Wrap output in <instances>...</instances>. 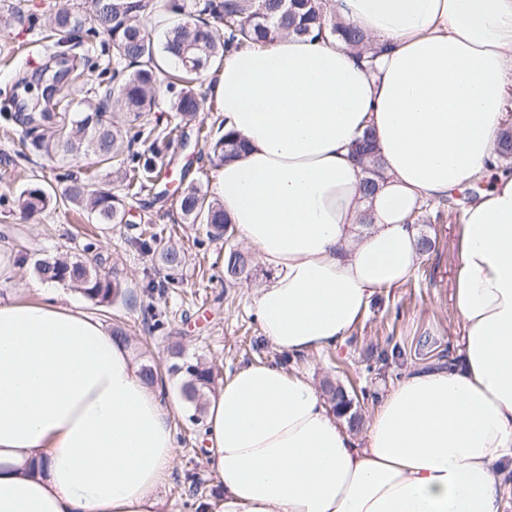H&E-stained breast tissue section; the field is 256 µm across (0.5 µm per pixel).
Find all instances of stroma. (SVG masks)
Listing matches in <instances>:
<instances>
[{"label":"stroma","instance_id":"obj_1","mask_svg":"<svg viewBox=\"0 0 512 512\" xmlns=\"http://www.w3.org/2000/svg\"><path fill=\"white\" fill-rule=\"evenodd\" d=\"M84 0H0V94L17 102L42 98L44 77L55 71L53 40L45 38L42 24L57 10L82 6ZM16 126L0 119V249H26L27 260L16 267L13 281L0 283V296L14 287L37 280L38 260L81 252L94 244L104 271L117 273L127 290L125 302L109 308L94 306L82 293L60 284L51 293L64 305H75L97 316L105 325L123 323L130 336L137 365H167L172 346L184 356L200 357L212 366L216 382L226 373L250 362H279L283 355L262 334L251 308L257 289L269 272L255 261L247 281L225 283L222 259L229 249L241 248L239 236L211 239L202 224L178 221L175 199L184 183L212 191L221 162L209 158L208 148L195 139L173 144L168 158L169 182L146 190L127 202L125 223L103 229L84 213L65 207L28 216L16 197L29 185L63 191L67 174L91 177L104 188L116 187L111 168L80 160L51 162L40 156L20 158ZM462 215L442 205L428 206V218L419 224L421 238L431 243L421 254L412 277L402 286L382 293L345 344L303 359L294 367L309 372L314 382L331 378L378 396L411 369L457 355L459 327L453 293L459 265ZM152 231L171 239L185 261L176 271L163 269L152 256L133 247L141 232ZM168 280V287L146 290V275ZM161 315L164 327L153 330L152 315ZM400 348L401 355L381 362L382 350ZM194 409L184 405L173 420L176 455L173 468L160 487L161 512H202L214 502L219 481L204 451L206 424L193 420Z\"/></svg>","mask_w":512,"mask_h":512}]
</instances>
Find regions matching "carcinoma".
I'll list each match as a JSON object with an SVG mask.
<instances>
[{
    "mask_svg": "<svg viewBox=\"0 0 512 512\" xmlns=\"http://www.w3.org/2000/svg\"><path fill=\"white\" fill-rule=\"evenodd\" d=\"M156 10L184 17L183 22L169 28L160 48L147 32L148 17ZM329 10L328 0H86L82 12H55L47 20L54 36L83 28L93 38L108 36L114 54L112 82L105 86L104 102L74 112H5L4 119L21 128L20 143L31 154L62 163L92 157L99 164L116 167L123 191L99 189L86 180L74 179L60 199L39 185L27 187L20 192L18 205L27 213H41L63 199L86 211L97 224L125 223L126 198L162 181L171 143L187 138L179 125L157 134L147 120L156 107L160 75L180 83L171 111L184 119L193 116L204 103L194 83L204 72L218 67L225 53L241 46L269 44L285 33L315 39L329 32L352 47H364L365 35L357 28L331 22ZM161 55L173 65V72L167 73L159 65ZM197 137L207 142L209 153L222 161L240 156L243 149L241 140L231 133L210 141L199 130ZM138 143L148 144V149L136 150ZM351 157L366 173L364 194L374 193L380 173L370 134L352 144ZM175 207L183 222L206 225L211 237L224 235L229 226L220 202L209 199L193 183L178 195ZM135 243L142 252L160 260L165 269L175 270L182 265L180 251L154 233ZM100 266L101 257L81 254L43 259L36 264V272L44 281L75 288L99 307L126 300L120 280L101 273ZM251 270L249 253L231 249L224 254V277L247 278ZM169 372L182 378L185 399L194 404L195 413H202L203 396L214 383L212 368L197 358L188 361L176 352ZM322 391L332 410L345 416L349 392L336 388L330 380L323 382Z\"/></svg>",
    "mask_w": 512,
    "mask_h": 512,
    "instance_id": "carcinoma-1",
    "label": "carcinoma"
}]
</instances>
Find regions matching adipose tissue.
Masks as SVG:
<instances>
[{
    "instance_id": "obj_1",
    "label": "adipose tissue",
    "mask_w": 512,
    "mask_h": 512,
    "mask_svg": "<svg viewBox=\"0 0 512 512\" xmlns=\"http://www.w3.org/2000/svg\"><path fill=\"white\" fill-rule=\"evenodd\" d=\"M376 46L285 36L225 55L211 92L245 144L214 191L272 275L264 336L340 347L373 297L407 281L428 200L491 179L465 211L452 366L410 372L355 440L307 371L252 363L205 406L214 512H502L512 473V0H334ZM372 133L374 196L349 147ZM42 282L0 298V512H159L175 405L128 343Z\"/></svg>"
}]
</instances>
